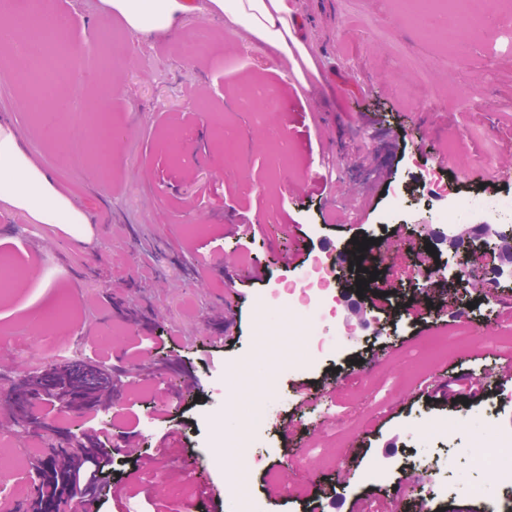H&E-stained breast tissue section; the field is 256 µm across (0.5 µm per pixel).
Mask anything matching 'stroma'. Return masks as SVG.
<instances>
[{"instance_id": "obj_1", "label": "stroma", "mask_w": 512, "mask_h": 512, "mask_svg": "<svg viewBox=\"0 0 512 512\" xmlns=\"http://www.w3.org/2000/svg\"><path fill=\"white\" fill-rule=\"evenodd\" d=\"M80 49L108 47L124 19L103 0H54ZM194 0L171 34L133 33L137 53L117 67L89 71L96 98L112 113V168L101 178L92 154L74 162L42 133V117L21 99V65L0 50V116L21 134L31 156L49 165L57 188L87 215L89 236L75 238L60 224L29 238V216L0 207V255L53 278H28L0 295V427L14 438L0 452V468L13 466L30 445L65 444L76 433L84 447L104 435H131L136 453L112 454L102 480L124 486L155 512L174 502L189 512H225L221 497H198L187 468L202 467L212 485L238 468L239 453L224 450L225 467L213 464L221 432L214 415L226 406L266 405L268 445L264 469L250 472L248 494L262 496L265 512H351L359 502L371 512H481L479 503L453 489L469 472L499 498L500 478L471 468L465 437H433L425 423L463 417L512 427V378L500 376L512 360V268L503 254L474 268L473 286L455 278L452 250L438 240L447 187L512 193L497 170L512 167V9L497 10L496 29L474 38L468 63L448 68L444 56L416 24L390 26L400 0H292L316 69L299 80L295 64L203 9ZM210 41L196 52L195 39ZM249 84L274 93L277 111L254 115L239 107ZM233 131L237 155L215 143L216 126ZM293 160L281 162L272 137ZM324 175L310 189L311 170ZM403 187L405 207L391 212L392 191ZM252 223L254 237L226 232ZM201 230L186 233L185 225ZM293 225L306 253L345 250L353 238L376 243L382 260L379 287H392L387 313L358 296L348 269L336 282V318L342 350L312 371L276 375L273 391L258 383L222 391L225 369L245 365L253 353L271 363L295 351L304 336H282V320L257 340L260 285L241 286L224 272L239 262L269 260L287 245L283 225ZM495 287L497 299L486 298ZM242 307L234 335L223 336L224 296ZM71 297L68 322L44 330L34 315ZM425 302L430 323L414 321L412 304ZM470 335L460 340L459 326ZM167 336L152 344L149 334ZM80 348V362L120 365L115 396L106 411H70L51 402L34 409L48 432L15 426L13 382L27 375L19 350L48 363ZM476 377L489 400L433 402L421 396L423 379ZM174 445L157 453L167 435ZM385 482L369 481L374 465Z\"/></svg>"}]
</instances>
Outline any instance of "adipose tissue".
Masks as SVG:
<instances>
[{"label": "adipose tissue", "instance_id": "1", "mask_svg": "<svg viewBox=\"0 0 512 512\" xmlns=\"http://www.w3.org/2000/svg\"><path fill=\"white\" fill-rule=\"evenodd\" d=\"M136 32H169L183 13L182 0H105ZM206 10L224 17L256 40L290 57L305 54L290 0H207ZM0 203L26 212L39 224H65L73 235L87 232V217L54 186L48 170L30 156L19 134L0 123Z\"/></svg>", "mask_w": 512, "mask_h": 512}]
</instances>
